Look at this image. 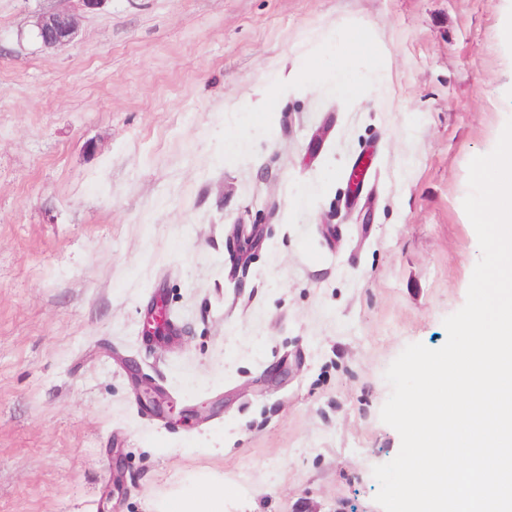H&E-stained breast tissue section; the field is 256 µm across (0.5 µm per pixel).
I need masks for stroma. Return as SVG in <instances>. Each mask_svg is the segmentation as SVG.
Segmentation results:
<instances>
[{
    "instance_id": "obj_1",
    "label": "stroma",
    "mask_w": 512,
    "mask_h": 512,
    "mask_svg": "<svg viewBox=\"0 0 512 512\" xmlns=\"http://www.w3.org/2000/svg\"><path fill=\"white\" fill-rule=\"evenodd\" d=\"M55 5L0 0V512H157L203 478L224 512H383L384 373L444 345L481 257L463 200L512 119L504 0H65L47 49ZM356 25L380 78L344 102L327 42ZM237 224L264 233L243 261ZM34 28L35 37L45 48L58 49L72 41L78 29V21L68 11L49 9L37 14ZM159 305L163 306V309L154 312L155 316L152 317L154 326H151V324L144 322L143 333L144 336H146L150 341L156 344L168 345L173 342V339L170 336L164 335L161 327L159 326L157 328V324H171L169 312L167 311L169 307L165 299L161 303H159Z\"/></svg>"
}]
</instances>
